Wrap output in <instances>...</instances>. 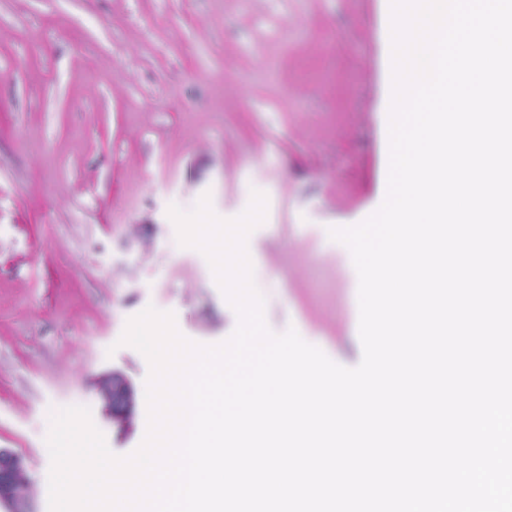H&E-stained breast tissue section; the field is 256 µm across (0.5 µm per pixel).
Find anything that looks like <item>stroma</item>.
<instances>
[{
	"label": "stroma",
	"instance_id": "1",
	"mask_svg": "<svg viewBox=\"0 0 512 512\" xmlns=\"http://www.w3.org/2000/svg\"><path fill=\"white\" fill-rule=\"evenodd\" d=\"M389 20V0H0V453L36 512L52 410L88 407L118 456L145 436L130 318L173 313L208 345L237 326L170 206L231 219L263 193L247 250L267 326L361 360L358 276L328 230L385 197ZM111 372L125 429L98 397ZM98 393L110 418L126 426L131 421L133 393L129 386L118 376H104L98 386Z\"/></svg>",
	"mask_w": 512,
	"mask_h": 512
}]
</instances>
